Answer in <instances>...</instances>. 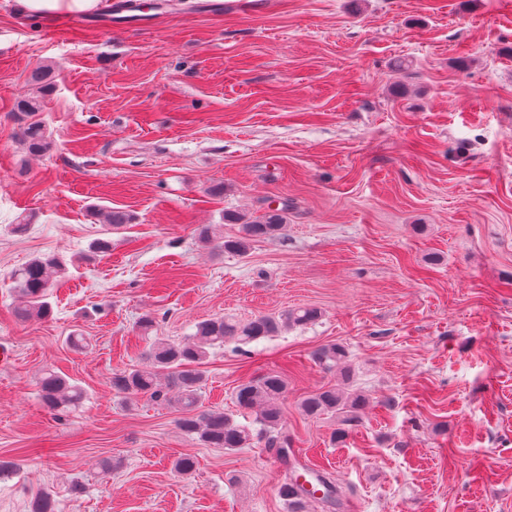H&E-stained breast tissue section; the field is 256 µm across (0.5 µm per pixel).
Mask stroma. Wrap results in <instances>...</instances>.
I'll list each match as a JSON object with an SVG mask.
<instances>
[{"label": "stroma", "mask_w": 512, "mask_h": 512, "mask_svg": "<svg viewBox=\"0 0 512 512\" xmlns=\"http://www.w3.org/2000/svg\"><path fill=\"white\" fill-rule=\"evenodd\" d=\"M160 2L149 29L51 37L0 0V460L20 465L0 512L41 491L61 512H287L275 449L205 447L175 406L111 380L146 365L145 313L181 340L299 306L322 315L211 355L205 407L245 423L235 387L284 372L299 459L359 512H512V0ZM28 97L53 143L40 157L16 136ZM283 203V234L246 256L198 239ZM109 209L132 221L88 257ZM39 254L69 271L50 317L24 322L11 274ZM333 343L371 399L339 444L334 419L299 409L340 383L314 361ZM48 367L85 392L60 419L38 394Z\"/></svg>", "instance_id": "obj_1"}]
</instances>
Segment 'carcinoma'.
Instances as JSON below:
<instances>
[{"mask_svg":"<svg viewBox=\"0 0 512 512\" xmlns=\"http://www.w3.org/2000/svg\"><path fill=\"white\" fill-rule=\"evenodd\" d=\"M17 109L18 137L25 150L31 155L49 152L52 141L38 119V100L34 97L24 99L17 104ZM285 210V206L269 210L258 220L247 219L238 212L224 213V220L242 225V231L241 235L222 241L220 247L237 255L247 254L253 241L282 233ZM103 216L106 236L93 240L89 245V252L97 256L111 252L112 238L109 234L130 223V217L123 211L108 210L103 212ZM65 273V262L54 255L36 256L17 269L12 274L13 289L20 298L17 316L23 321L48 318L51 315V305L47 301L50 288ZM320 316L321 311L315 307H298L279 317L262 315L246 322L224 316L201 321L193 335L183 341L155 339L147 354L153 370L137 367L115 374L112 376V389L177 405L182 410V416L176 420L178 429L208 448L236 451L252 448L260 440H265L266 447L277 449L280 461L290 472L277 488V495L288 512H309L316 502L321 504V508L335 512L342 506V496L334 480L323 472L317 473L322 492L319 497L298 481L300 463L295 458L288 435L282 432V401L287 392V380L282 373L267 372L235 387V403L239 409L255 413L254 423L260 426L257 432L250 425L235 422L219 409L203 408L201 401L204 365L210 350L229 342L238 346L257 343L277 335L286 327L311 324ZM314 357L319 362L339 368L346 383L325 386L306 396L300 402V410L310 418H335L338 428L332 432V440L340 443L357 425L370 398L348 383L349 353L344 346L326 345L315 352ZM37 385L44 407L54 416L70 413L79 407L84 397L77 383L51 369L41 374ZM30 512H59V508L52 494L42 492L31 500Z\"/></svg>","mask_w":512,"mask_h":512,"instance_id":"carcinoma-1","label":"carcinoma"}]
</instances>
